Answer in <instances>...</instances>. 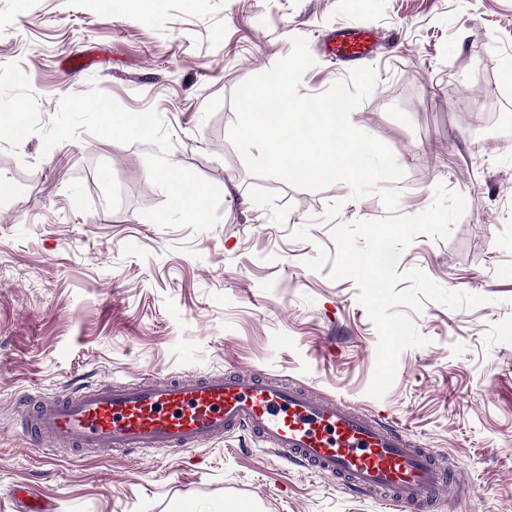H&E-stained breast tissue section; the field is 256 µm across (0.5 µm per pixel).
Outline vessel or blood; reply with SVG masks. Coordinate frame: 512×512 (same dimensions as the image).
<instances>
[{
	"label": "vessel or blood",
	"mask_w": 512,
	"mask_h": 512,
	"mask_svg": "<svg viewBox=\"0 0 512 512\" xmlns=\"http://www.w3.org/2000/svg\"><path fill=\"white\" fill-rule=\"evenodd\" d=\"M373 48L366 29L330 41L346 63L368 59ZM18 411L37 447L179 453L246 431L348 490L386 496L400 512H430L448 494L446 456L416 447L397 423L255 372L83 386L61 398L21 397Z\"/></svg>",
	"instance_id": "1"
}]
</instances>
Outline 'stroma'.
<instances>
[{"label":"stroma","mask_w":512,"mask_h":512,"mask_svg":"<svg viewBox=\"0 0 512 512\" xmlns=\"http://www.w3.org/2000/svg\"><path fill=\"white\" fill-rule=\"evenodd\" d=\"M377 37L376 85L353 111L404 170L380 188L399 211L427 209L437 186L467 210L449 237L418 233L398 271L484 296L468 309L421 297L399 306L426 343L402 352L383 397L368 393L378 335L348 278L334 280L338 223L379 220L377 195L347 184L293 187L251 173L229 139L231 96L306 38L315 60L298 92L349 80L326 53L342 28ZM88 63L65 74L66 57ZM20 64L42 126L63 97L99 88L128 111L156 110L170 161L222 188L214 228L145 218L164 192L153 146L87 131L45 148L41 135L0 141V512H22L23 481L49 512H393L342 489L244 432L199 449L93 452L31 444L23 393L157 375L255 371L342 399L406 428L448 457L454 482L439 512H512V0H159L120 19L98 0H0V66ZM508 118L489 126L490 112Z\"/></svg>","instance_id":"stroma-1"}]
</instances>
